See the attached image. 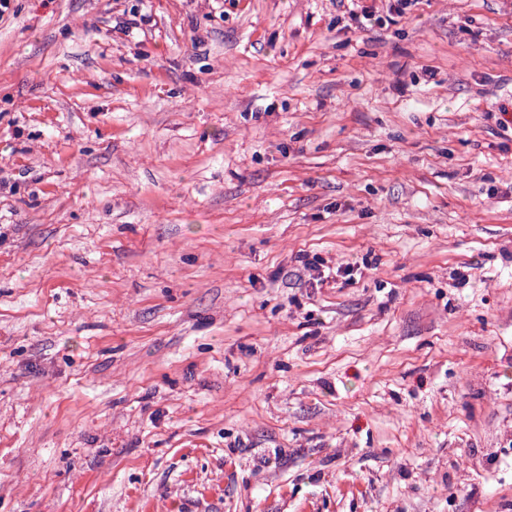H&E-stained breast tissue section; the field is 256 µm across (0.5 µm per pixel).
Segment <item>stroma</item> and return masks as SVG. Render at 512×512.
Wrapping results in <instances>:
<instances>
[{
  "label": "stroma",
  "mask_w": 512,
  "mask_h": 512,
  "mask_svg": "<svg viewBox=\"0 0 512 512\" xmlns=\"http://www.w3.org/2000/svg\"><path fill=\"white\" fill-rule=\"evenodd\" d=\"M507 111L512 0H11L0 512H512Z\"/></svg>",
  "instance_id": "1"
}]
</instances>
